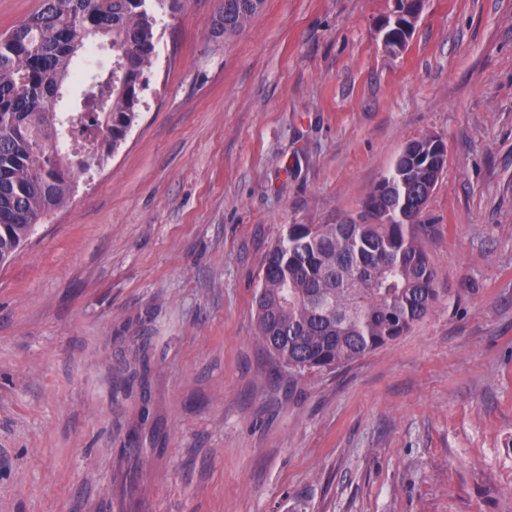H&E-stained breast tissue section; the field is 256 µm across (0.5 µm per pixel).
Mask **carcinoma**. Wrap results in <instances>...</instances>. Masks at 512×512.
Masks as SVG:
<instances>
[{"label": "carcinoma", "instance_id": "1", "mask_svg": "<svg viewBox=\"0 0 512 512\" xmlns=\"http://www.w3.org/2000/svg\"><path fill=\"white\" fill-rule=\"evenodd\" d=\"M147 0H41L0 33V266L37 224L65 207L76 178L125 141L152 65L159 18ZM210 37L228 40L264 0H220ZM99 40L112 46V72L88 73L75 112L51 98L77 78L78 58ZM390 28L384 45L406 46ZM442 139L409 141L355 219L290 224L267 252L254 301L256 339L292 373L333 370L406 335L439 298L417 223L421 193L446 164Z\"/></svg>", "mask_w": 512, "mask_h": 512}]
</instances>
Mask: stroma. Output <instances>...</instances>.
<instances>
[{
  "instance_id": "35a3bbf8",
  "label": "stroma",
  "mask_w": 512,
  "mask_h": 512,
  "mask_svg": "<svg viewBox=\"0 0 512 512\" xmlns=\"http://www.w3.org/2000/svg\"><path fill=\"white\" fill-rule=\"evenodd\" d=\"M216 6L160 11L125 143L0 266V512H512V0H424L396 53L394 0H266L226 43ZM425 134L439 303L277 368L267 251L358 215ZM417 8H412L410 12L404 11L403 16L407 18L409 21V24L404 25V30L406 33H411L413 25H415L416 19H417ZM406 19L399 20L398 22H395L398 27H391L384 36V45L385 47L389 48L392 52H399L406 46L407 40L404 39V33L403 30L399 27L400 22L404 21L407 22Z\"/></svg>"
}]
</instances>
